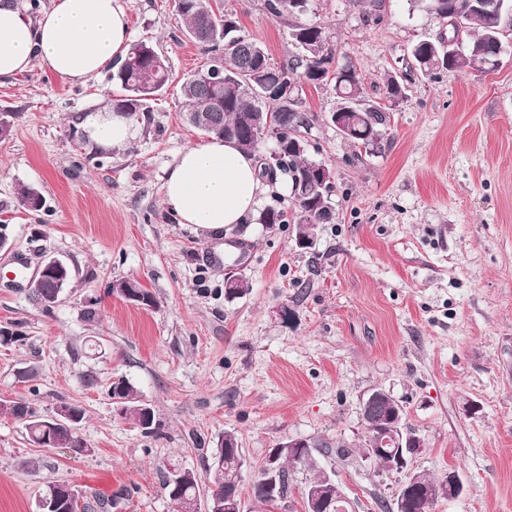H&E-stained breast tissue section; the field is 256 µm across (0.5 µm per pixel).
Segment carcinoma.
<instances>
[{"instance_id":"1","label":"carcinoma","mask_w":512,"mask_h":512,"mask_svg":"<svg viewBox=\"0 0 512 512\" xmlns=\"http://www.w3.org/2000/svg\"><path fill=\"white\" fill-rule=\"evenodd\" d=\"M408 5L412 10L430 12L442 21L448 19V10L452 9L462 21L463 45L456 51L448 52L442 35L425 36L411 45L410 58L423 75L437 78L446 72L465 69L489 73L500 66L505 54L502 35L505 29L512 30V0H408ZM266 8L276 17L295 19L292 39L302 55L286 66H270L262 46L241 33L235 16L224 13L222 0H175L176 12L190 37L211 53L206 70H215L224 78V86L217 88L203 79L206 70H200L183 82L182 94L189 122L205 136L234 141L241 149L253 153L259 151L263 139L272 140L279 163L267 178L274 179L278 171L288 174L294 212L290 215L283 208L269 206L259 221L263 224L293 221L295 243L304 242L311 248L315 245L318 225L333 222L328 198L335 188V177L327 164L309 156L301 129L308 127L310 120L302 110L299 88L304 84L330 86L338 100L336 111L348 113L349 131L345 140L366 149L380 142L381 128L390 123L391 107L366 99L362 76L356 67L346 65L331 70L334 54L328 32L320 24L305 19L310 0H266ZM159 59L152 44L143 40L131 44L128 54L111 74L112 81L125 92L112 108L137 118L148 111L146 101L170 78L168 64ZM19 204L38 211L42 198L35 194L34 188L23 187ZM113 291L126 299L138 297L147 307L157 304L155 296L135 282L119 281L113 285ZM58 292L55 281L45 279L31 291L29 300L37 305L41 299L53 298ZM110 396L122 400L124 419L144 425L147 434L155 432V416H147L143 401L128 381L120 379L113 383ZM7 408L15 418L25 420L31 439L40 440L37 415L28 403L14 401ZM403 417L404 411L394 410L392 399L375 400L371 413L364 417V423L371 425L367 439L402 429ZM53 447L68 448L80 455L85 442L78 433L58 428ZM276 450L283 475L302 467L315 470L301 449L291 450L281 442ZM243 467L238 439L228 432L208 464L212 485L209 492L220 500L235 495L239 492ZM185 475L184 483L175 484L169 480L167 471H160L162 486L174 512H180L201 490L195 472L187 470ZM252 496L261 509L275 506L261 476L254 480ZM436 502L437 499L418 493L409 500L407 512H432Z\"/></svg>"}]
</instances>
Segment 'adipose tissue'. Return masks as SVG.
Instances as JSON below:
<instances>
[{"label": "adipose tissue", "instance_id": "obj_1", "mask_svg": "<svg viewBox=\"0 0 512 512\" xmlns=\"http://www.w3.org/2000/svg\"><path fill=\"white\" fill-rule=\"evenodd\" d=\"M132 37L117 0H51L39 17L0 0V83L43 64L70 82H86L124 58ZM81 128L105 151L128 148L136 119L111 110L88 113ZM267 189L255 154L216 137L181 150L163 184V205L178 223L219 232L253 214Z\"/></svg>", "mask_w": 512, "mask_h": 512}]
</instances>
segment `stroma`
Returning a JSON list of instances; mask_svg holds the SVG:
<instances>
[{
  "label": "stroma",
  "mask_w": 512,
  "mask_h": 512,
  "mask_svg": "<svg viewBox=\"0 0 512 512\" xmlns=\"http://www.w3.org/2000/svg\"><path fill=\"white\" fill-rule=\"evenodd\" d=\"M119 2L134 39L170 70L127 151H99L77 130L79 117L120 98L107 74L71 83L39 64L0 84L11 121L0 140V224L12 245L0 251V328L22 336L0 345V403L25 401L43 418L80 405L89 448L33 446L24 422L0 411V512H41L55 481L113 497L112 512H172L159 465L207 481L228 431L245 456L246 512L270 448L293 439L314 446L357 512H377L399 476L360 452L361 401L375 389L400 402L424 442L415 470L461 476V494L433 512H512V31L496 71L433 79L409 70L408 50L442 30L435 16L385 0L374 26L356 0H312L308 18L326 27L334 66H356L378 102L387 77L403 76L404 96L370 152L331 123V89L303 86L309 156L333 168L336 188L333 223L301 249L292 224L250 217L207 233L164 209L166 170L203 138L185 118L181 85L210 56L174 0ZM223 2L272 65L299 55L288 19L265 0ZM23 185L40 192L39 211L19 206ZM44 253L72 272L49 312L28 299ZM229 275L247 294L226 298ZM122 280L154 294L156 307L113 293ZM122 378L153 408L155 433L116 415L109 389Z\"/></svg>",
  "instance_id": "stroma-1"
}]
</instances>
